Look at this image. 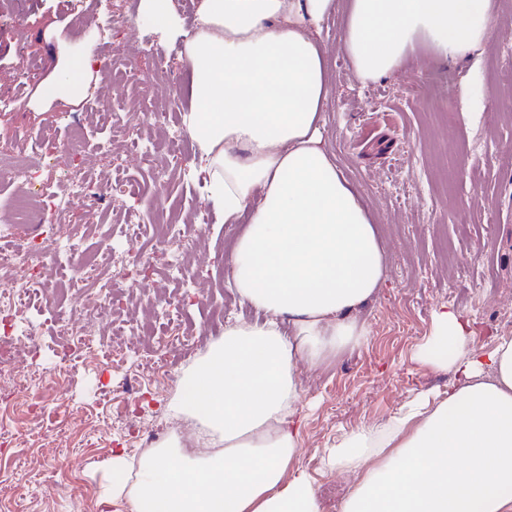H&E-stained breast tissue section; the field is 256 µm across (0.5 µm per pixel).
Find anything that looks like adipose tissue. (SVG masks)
<instances>
[{"mask_svg": "<svg viewBox=\"0 0 512 512\" xmlns=\"http://www.w3.org/2000/svg\"><path fill=\"white\" fill-rule=\"evenodd\" d=\"M343 8L342 48L359 83L400 69L418 40L436 60L479 59L492 0H198L182 61V121L205 199L243 231L226 281L264 314L228 321L185 370L171 419L192 428L139 457L114 452L104 508L125 512H321L299 465V362L359 342L357 311L386 256L359 190L329 150L323 21ZM414 360L454 375L339 437L326 470L354 481L339 512H512V336L477 344L438 308Z\"/></svg>", "mask_w": 512, "mask_h": 512, "instance_id": "1", "label": "adipose tissue"}]
</instances>
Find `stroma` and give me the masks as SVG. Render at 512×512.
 Segmentation results:
<instances>
[{"mask_svg":"<svg viewBox=\"0 0 512 512\" xmlns=\"http://www.w3.org/2000/svg\"><path fill=\"white\" fill-rule=\"evenodd\" d=\"M196 2L172 0L175 20L167 30L144 0H0V83L15 85L21 60L37 70L33 89H19L14 109L0 112V140L24 124L65 144L80 133L89 153L109 143L126 155L113 176L132 193L120 203L103 201L92 226L80 228L84 254L97 258L108 249H126L120 227L130 210L146 224L159 210L170 216L200 213L191 232L203 244L196 284L161 270L117 314V322L137 321L142 332L141 345L122 367L58 350L59 319L76 315L69 294L56 292L51 306L26 313L39 330L40 371L19 399L0 402V431L10 438L0 445V512H99L113 451L140 455L141 433L170 425L166 407L183 369L219 339L208 309L223 308L230 319L256 317L224 280V250L240 227L219 224L194 170L195 154H188L169 184H155L126 134L86 122L84 104L42 92L72 58L102 54L88 32L108 18L113 46L132 60L140 78L136 85L113 82V109L140 97L149 111L160 100L169 107L173 129L182 130L190 76L180 57ZM494 4L489 49L479 60L433 62L421 41L415 61L367 85L355 81L341 48L343 12L324 23L332 73L326 134L337 165L378 219L387 268L382 288L358 312L368 336L319 366H298L306 415L299 458L320 488L322 512H337L350 487L323 469L324 448L361 423L386 420L408 397L447 390L450 373L413 359L436 309L445 305L459 312L482 344L512 335V326L502 325L512 319V101L499 78L500 70L512 66V0ZM18 14L27 20L21 37L12 27ZM441 101L447 111H431ZM465 142L471 145L466 156L459 152ZM182 296L187 302L180 308L181 326L190 346L167 354L162 379L136 378L167 333L156 310ZM129 376L133 391L118 396L116 387Z\"/></svg>","mask_w":512,"mask_h":512,"instance_id":"obj_1","label":"stroma"}]
</instances>
